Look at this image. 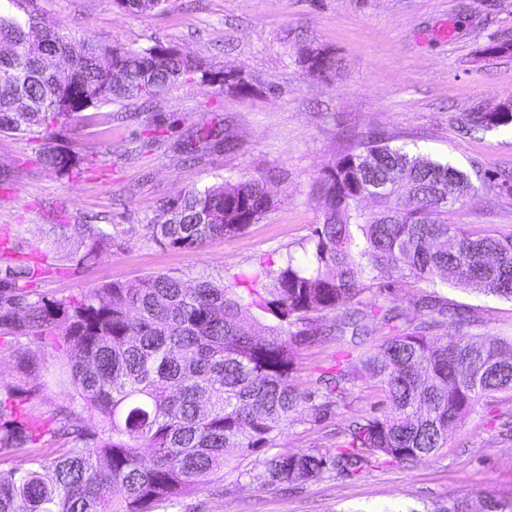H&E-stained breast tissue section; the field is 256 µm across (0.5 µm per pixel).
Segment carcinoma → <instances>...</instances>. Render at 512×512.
Returning a JSON list of instances; mask_svg holds the SVG:
<instances>
[{
  "label": "carcinoma",
  "mask_w": 512,
  "mask_h": 512,
  "mask_svg": "<svg viewBox=\"0 0 512 512\" xmlns=\"http://www.w3.org/2000/svg\"><path fill=\"white\" fill-rule=\"evenodd\" d=\"M0 11V133L42 141L43 167L72 175L79 157L48 145L51 129L102 105L132 103L141 82L146 98L161 97L193 64L170 46L116 48L44 26L33 0H10ZM131 14L156 11L167 0H114ZM64 60L49 68L48 56ZM481 127L512 124V105L474 112ZM455 187L448 198V182ZM483 187L512 194V179L471 176L448 162L392 147L379 132L344 148L321 175L322 223L305 250L275 269L201 275L188 283L156 274L112 283L81 298L50 300L34 288L44 266L0 267V349L28 363L32 347L57 361L53 381L74 390L44 419L12 403L47 396V384L0 396V450L25 458L0 479V512H160L224 470L225 452L249 455L274 439L307 406L325 416L347 399L352 379L336 376L305 392L290 383L294 349L335 329L351 344L388 331L364 370L386 393L383 414L355 421L334 456L278 454L251 474L261 487L318 479L334 471L365 473L373 460L413 461L448 440L482 398L512 391V340L452 336L471 308L449 306L438 289L453 286L512 301V234L472 232L455 221L466 199ZM371 200V213L362 202ZM266 178L223 180L182 190L162 204L165 220L144 225L147 238L179 248L239 233L273 207ZM411 279L428 292L426 325L401 328L385 293L365 308L357 299L371 284ZM244 291L239 292L237 288ZM273 321L250 320L252 309ZM96 414L100 426L77 424ZM149 455H141V449ZM120 496L114 497L113 490ZM407 512H512V498H489L477 510L465 497Z\"/></svg>",
  "instance_id": "obj_1"
}]
</instances>
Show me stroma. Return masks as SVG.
<instances>
[{"label": "stroma", "mask_w": 512, "mask_h": 512, "mask_svg": "<svg viewBox=\"0 0 512 512\" xmlns=\"http://www.w3.org/2000/svg\"><path fill=\"white\" fill-rule=\"evenodd\" d=\"M52 28L75 37L141 48L170 44L200 69L240 75L241 91L183 78L149 106L108 104L59 124L53 144L82 160L67 177L43 168L39 142L0 134V241L16 259L47 256L36 288L53 299L78 298L110 283L154 274L232 278L260 263L280 266L303 254L322 221L315 184L360 133L377 130L467 173L512 174V125L474 129L469 116L512 104V52L495 54L512 33V0H168L150 14L119 10L113 0H36ZM332 53L335 73L310 75L301 50ZM219 132L229 148L191 158L186 141ZM265 174L274 207L258 223L196 249L144 238L163 202L187 187ZM469 230L512 233V194L478 193L458 218ZM66 224L56 237L51 225ZM84 224H108L112 239L92 246ZM451 304L471 307L456 335L512 336V302L457 288ZM335 334L295 349L291 382L299 391L349 372V398L333 413L299 409L272 444L251 455L228 450L223 472L168 512H408L443 497L474 505L512 496V391L480 400L435 455L379 463L360 477L336 473L291 485L259 487L250 472L282 453H335L349 424L385 403L381 386L360 371L363 352Z\"/></svg>", "instance_id": "35a3bbf8"}]
</instances>
